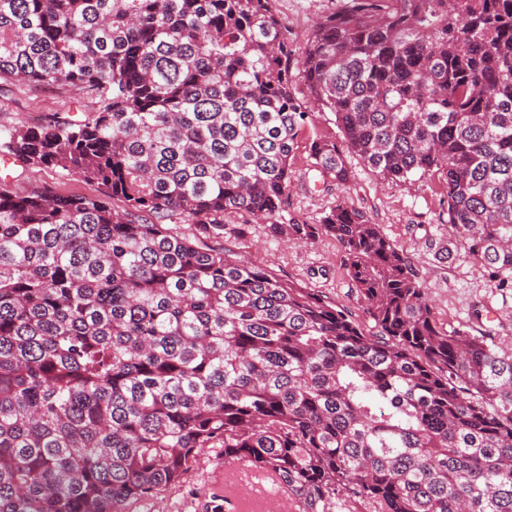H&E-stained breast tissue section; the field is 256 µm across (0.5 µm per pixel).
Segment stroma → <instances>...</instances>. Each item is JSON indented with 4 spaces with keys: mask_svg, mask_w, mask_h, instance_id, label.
<instances>
[{
    "mask_svg": "<svg viewBox=\"0 0 512 512\" xmlns=\"http://www.w3.org/2000/svg\"><path fill=\"white\" fill-rule=\"evenodd\" d=\"M345 0H272L271 7L288 30L294 58H301L315 24L343 7ZM78 94L63 89L43 93L0 81V126L35 125L55 114L75 109ZM341 140L342 134L330 113H314L298 137L292 160L295 188L288 197L284 219L317 223L322 213L343 202L381 224L390 238L409 257L416 273L429 289L437 316L455 327L478 326L497 339H512V288L494 287L488 270L464 251L444 259L438 242L448 238V215L441 177L415 178L399 184L384 181L359 156L346 160L354 179L350 187L326 185L309 169L308 149L313 139ZM11 181L20 191L52 190L59 194H98L96 184L51 168H13ZM224 246L249 260L269 266L285 280L318 290L363 319L345 263L343 247L331 237L312 247H297L268 236L264 225L249 224L244 236H225ZM271 482L234 465H226L220 450L202 451L196 466L184 479L154 499L131 505L129 512H302L291 496H268Z\"/></svg>",
    "mask_w": 512,
    "mask_h": 512,
    "instance_id": "obj_1",
    "label": "stroma"
}]
</instances>
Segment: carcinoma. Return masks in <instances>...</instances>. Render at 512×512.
<instances>
[{"label":"carcinoma","mask_w":512,"mask_h":512,"mask_svg":"<svg viewBox=\"0 0 512 512\" xmlns=\"http://www.w3.org/2000/svg\"><path fill=\"white\" fill-rule=\"evenodd\" d=\"M290 72L270 0H0V80L95 104L1 129L0 149L101 191L0 183V512H127L204 448L304 512H512V349L443 327L363 212L282 220L309 119ZM297 77L346 145L312 141L313 170L349 186L346 149L392 183L443 177L440 252L504 287L512 0H348ZM228 211L336 239L372 326L211 245Z\"/></svg>","instance_id":"obj_1"}]
</instances>
